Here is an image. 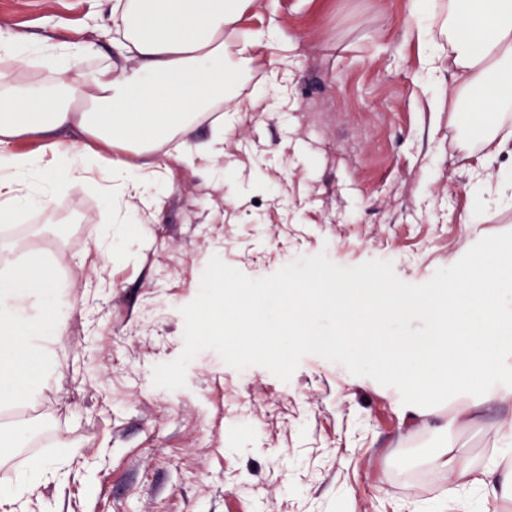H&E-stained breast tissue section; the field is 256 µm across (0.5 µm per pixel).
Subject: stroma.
<instances>
[{"mask_svg":"<svg viewBox=\"0 0 512 512\" xmlns=\"http://www.w3.org/2000/svg\"><path fill=\"white\" fill-rule=\"evenodd\" d=\"M448 0H255L243 33L272 32L237 86L224 155L195 168L159 159V202L136 236L98 254L104 194L73 186L16 225L17 259L46 255L71 305L54 344L56 382L35 401L0 404V485L35 463L67 471L29 512H425L445 483H415L427 448L462 449L470 468L512 470L492 430L512 403L461 418L467 396L438 399L435 433L401 425L399 392L309 355L289 382L228 366L212 350L184 388L154 385L184 348L181 307L211 259L252 278L301 256L392 263L408 284L460 260L466 244L512 238L486 144L469 150L452 65L425 68L419 29ZM96 0H0V26L24 42L79 39L110 54ZM286 89L278 110L256 86ZM495 203L475 211L469 184Z\"/></svg>","mask_w":512,"mask_h":512,"instance_id":"1","label":"stroma"}]
</instances>
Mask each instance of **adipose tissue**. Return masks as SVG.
<instances>
[{"mask_svg":"<svg viewBox=\"0 0 512 512\" xmlns=\"http://www.w3.org/2000/svg\"><path fill=\"white\" fill-rule=\"evenodd\" d=\"M108 12L104 33L112 55L91 61L84 42L42 46L27 54L10 29L0 27V59L23 61L61 75L51 83L20 81L0 70V215L23 221L75 183L101 181L109 203L101 216L98 253L112 250L115 202L152 209L157 197L148 171L157 156L182 165L214 158L224 140L216 133L205 143L191 133L210 113L234 111V82L245 75L264 38L256 32L238 40L237 27L251 0H98ZM439 58L451 59L456 78L482 105L470 113L473 135L498 140L486 119L512 108V0H448V26L436 44ZM70 128L85 137L80 150L51 139ZM27 134L45 136L37 152L16 150ZM37 175L36 184L27 176ZM14 240L0 237V402L34 398L56 379L57 362L40 336L65 333L56 270L42 254L17 262ZM433 311L427 344L373 366L412 394L401 423L412 431L427 425L432 399L469 394V414L512 399V241L484 244L442 283H428L422 299L400 292L385 316L404 321L418 307ZM425 462L447 475L443 499L458 500L462 484L497 494L512 486L491 463L475 471L458 449L431 448ZM58 471L44 463L15 483L0 487V512H25L31 497Z\"/></svg>","mask_w":512,"mask_h":512,"instance_id":"obj_1","label":"adipose tissue"}]
</instances>
